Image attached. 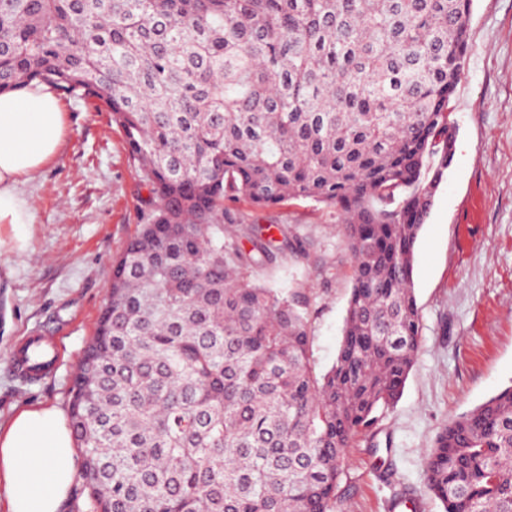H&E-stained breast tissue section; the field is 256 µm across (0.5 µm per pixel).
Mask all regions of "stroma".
I'll return each mask as SVG.
<instances>
[{"instance_id": "stroma-1", "label": "stroma", "mask_w": 512, "mask_h": 512, "mask_svg": "<svg viewBox=\"0 0 512 512\" xmlns=\"http://www.w3.org/2000/svg\"><path fill=\"white\" fill-rule=\"evenodd\" d=\"M470 45L451 100L455 153L435 191L415 251L421 344L404 392L370 437L348 449L336 512H393L414 489L417 512H442L423 464L438 430L512 385V0H471ZM57 156L25 192L34 201L25 255H0V427L22 409H67L73 373L108 299L112 262L141 221V186L111 113L61 99ZM239 229L269 241L261 281L281 293L311 288L317 369L336 360L350 295L351 256L335 209L291 200L266 209L239 202ZM58 337L56 370L21 377L12 349Z\"/></svg>"}]
</instances>
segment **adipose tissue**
<instances>
[{
	"label": "adipose tissue",
	"instance_id": "ef3b65f1",
	"mask_svg": "<svg viewBox=\"0 0 512 512\" xmlns=\"http://www.w3.org/2000/svg\"><path fill=\"white\" fill-rule=\"evenodd\" d=\"M64 130L58 100L43 87L0 93V224L12 230L9 240L0 239V250H28L34 210L23 186L57 155ZM78 469L62 410L25 409L0 430L6 512H67Z\"/></svg>",
	"mask_w": 512,
	"mask_h": 512
}]
</instances>
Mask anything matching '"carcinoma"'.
<instances>
[{
  "mask_svg": "<svg viewBox=\"0 0 512 512\" xmlns=\"http://www.w3.org/2000/svg\"><path fill=\"white\" fill-rule=\"evenodd\" d=\"M470 0H0V93L112 113L151 197L74 373L87 512H334L420 345L415 245L453 156ZM340 215L351 292L316 371L310 289L256 278L226 202ZM443 512H512V385L444 424Z\"/></svg>",
  "mask_w": 512,
  "mask_h": 512,
  "instance_id": "obj_1",
  "label": "carcinoma"
}]
</instances>
